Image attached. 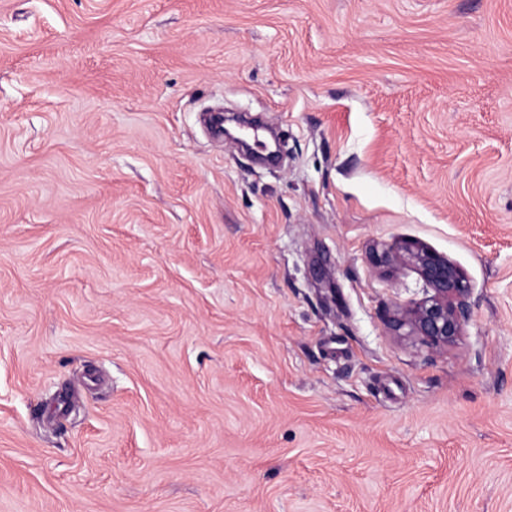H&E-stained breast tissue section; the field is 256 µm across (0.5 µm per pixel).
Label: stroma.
Here are the masks:
<instances>
[{
	"label": "stroma",
	"instance_id": "35a3bbf8",
	"mask_svg": "<svg viewBox=\"0 0 512 512\" xmlns=\"http://www.w3.org/2000/svg\"><path fill=\"white\" fill-rule=\"evenodd\" d=\"M0 512H512V0H0ZM397 251L414 265L432 294L401 306L394 329L407 328L403 336H414L436 348L448 347L460 336L469 316L467 281L447 258L423 244L408 242Z\"/></svg>",
	"mask_w": 512,
	"mask_h": 512
}]
</instances>
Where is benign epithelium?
Masks as SVG:
<instances>
[{
    "instance_id": "7a95c632",
    "label": "benign epithelium",
    "mask_w": 512,
    "mask_h": 512,
    "mask_svg": "<svg viewBox=\"0 0 512 512\" xmlns=\"http://www.w3.org/2000/svg\"><path fill=\"white\" fill-rule=\"evenodd\" d=\"M431 290V295L399 309L393 327L436 348L454 343L469 316V285L459 269L427 246L408 242L398 248Z\"/></svg>"
}]
</instances>
